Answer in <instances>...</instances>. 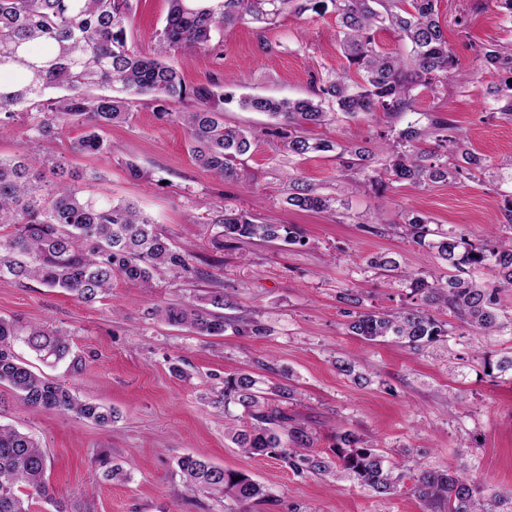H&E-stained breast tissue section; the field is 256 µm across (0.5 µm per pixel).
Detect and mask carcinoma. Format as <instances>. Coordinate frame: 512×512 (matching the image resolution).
Masks as SVG:
<instances>
[{"instance_id":"cac0c4a2","label":"carcinoma","mask_w":512,"mask_h":512,"mask_svg":"<svg viewBox=\"0 0 512 512\" xmlns=\"http://www.w3.org/2000/svg\"><path fill=\"white\" fill-rule=\"evenodd\" d=\"M331 2L341 28V46L348 66L341 73L311 75V98L244 96L240 105L263 112L275 123L257 132L224 123V104L234 94L216 84L185 85L176 67L164 61L172 53L208 51L212 36L225 26L249 18L274 24L291 12L320 13ZM165 25L158 33L153 55L128 46L132 0H0V125L16 120L18 106L33 110L20 151L0 158V278L36 280L61 288L77 301L91 304L107 295L115 278L153 286L154 274L166 270L179 278H199L203 271L192 257L173 247L169 238L133 203H114L85 197L81 189L63 182L43 184L40 167L49 162L55 173L66 172L64 157L41 156L42 143L73 124L85 132L72 141L74 153L107 156L112 146L102 129L126 120L129 97L149 96L162 119L176 118L188 133L190 153L203 170L228 182L239 179L243 157L260 138L280 139L288 154L336 153L342 192L370 183L386 191L395 183L427 189L448 181L464 182L483 174L489 165L466 148L461 128L452 120L428 112L402 129L379 134L385 160L378 163L371 150L314 140L306 127L334 118L348 122L377 114L386 119L415 114L414 91L433 89L450 77L462 83L471 76L453 72L454 59L437 6L439 0H169ZM393 33L410 45L406 53L385 55L377 49L376 34ZM486 69L500 77L493 90L500 106L496 114L512 120V42L479 46ZM121 84V94L92 96V85ZM189 100L192 108L172 113L171 101ZM434 148L425 149L427 141ZM286 203L313 213L329 212L336 200L300 178L288 183ZM226 246L258 240L303 244L294 224H255L242 215L222 219ZM371 234L402 229L418 247L430 250L440 269L400 274L414 307L384 312L360 310L362 299L349 288L337 301L349 317L348 331L367 342H395L423 351L455 335L458 329L474 334L512 333V315L500 309L504 292L512 291V238L472 241L450 228H430L427 217L408 213L403 224L379 226L372 218L361 222ZM369 267L383 272L400 268L390 253L374 256ZM204 305L190 301L167 303L154 314L170 326L184 327L199 336H262L266 328L255 320L226 316L230 305L224 289L212 288ZM450 313L452 324L440 318ZM23 341L41 361L58 364L71 356L67 334L45 326H19L0 317V384L15 390L26 408L68 414L108 428L119 418L112 408L76 396L63 382L39 376L14 351ZM336 368L354 383H367L355 363L336 361ZM250 371L224 378V407L235 404L242 415L228 428L232 442L244 453L279 458L298 475L312 474L357 481L376 496L395 493L402 475L394 474L383 454L352 431L338 432L333 455L314 453L315 438L276 404L290 399L293 390L273 386L266 392ZM49 459L31 435L0 424V512H30L29 501L43 499L54 512H91L67 507L50 491ZM187 490L240 502H264L262 484L241 471L226 469L200 456L176 462ZM414 494L441 512H512V496L486 493L477 476L465 471L427 469L414 478Z\"/></svg>"}]
</instances>
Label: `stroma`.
<instances>
[{
  "label": "stroma",
  "mask_w": 512,
  "mask_h": 512,
  "mask_svg": "<svg viewBox=\"0 0 512 512\" xmlns=\"http://www.w3.org/2000/svg\"><path fill=\"white\" fill-rule=\"evenodd\" d=\"M169 0H133L128 45L151 53L163 28ZM439 13L459 72L472 83L449 81L439 92L418 89L415 109L441 112L461 127L488 164L512 155V122L488 119L496 76L482 71L477 44L507 40L508 21L493 0H440ZM212 51L175 53L170 64L187 85L209 82L225 91L270 97L311 96L309 76L344 65L333 10L280 18L276 25L246 21L214 35ZM271 51H264V44ZM82 127L63 129L44 143V153L65 156L70 168L97 170L98 181H80L84 195L135 203L182 250L191 254L201 278L155 276L151 290L124 279L92 305L37 281L0 280V317L39 324L68 334L77 368L68 364L35 370L65 381L82 398L118 410L120 419L102 429L70 416L20 406L0 386V422L33 435L50 460V483L60 497L85 498L93 512H427L414 494L413 476L429 468L468 469L488 491L512 493V374L489 373L485 361L512 356V335L452 336L445 347L417 352L392 342L367 343L345 329L337 300L358 289L367 310L405 303L406 291L367 266L385 251L399 255L402 270L435 268L433 254L399 235H373L354 219L375 216L401 222L404 213L428 217L432 228L465 230L470 238L512 235L502 208L511 184L487 177L438 184L426 190L397 185L379 194L362 184L346 195L347 217L303 212L288 206V181L301 177L326 195L336 192L333 154L288 156L279 140L264 139L241 166V180L228 183L197 166L184 127L163 120L143 96L125 122L106 127L111 156L71 153ZM308 136L341 144L375 145L379 127L367 119L311 126ZM150 172L132 179L127 162ZM260 223L294 224L304 244L252 241L224 246L223 210ZM223 289L238 316L267 329L263 336H198L158 321L156 307ZM359 361L370 382L360 387L336 362ZM248 370L269 383L289 385L282 407L310 428L314 449L330 453L336 432L351 430L377 445L401 466L395 495L373 497L356 483L297 475L283 461L248 455L224 430L226 415L215 399L225 377ZM105 454L129 479L107 482L92 457ZM199 455L263 484L267 501L239 503L191 494L176 473V461Z\"/></svg>",
  "instance_id": "obj_1"
}]
</instances>
